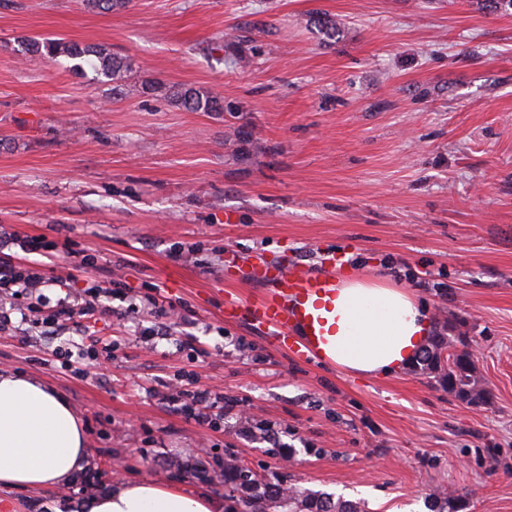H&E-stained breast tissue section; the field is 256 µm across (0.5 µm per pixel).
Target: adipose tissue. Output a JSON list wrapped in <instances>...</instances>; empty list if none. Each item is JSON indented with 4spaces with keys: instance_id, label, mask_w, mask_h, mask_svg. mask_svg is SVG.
Listing matches in <instances>:
<instances>
[{
    "instance_id": "1",
    "label": "adipose tissue",
    "mask_w": 512,
    "mask_h": 512,
    "mask_svg": "<svg viewBox=\"0 0 512 512\" xmlns=\"http://www.w3.org/2000/svg\"><path fill=\"white\" fill-rule=\"evenodd\" d=\"M431 328L426 308L407 291L364 279L336 295L333 364L387 377L409 365ZM86 434L68 402L42 381L0 370V487L47 489L83 470ZM215 500L154 481L126 482L94 497L89 512H220Z\"/></svg>"
}]
</instances>
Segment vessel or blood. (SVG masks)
I'll return each mask as SVG.
<instances>
[{"label":"vessel or blood","mask_w":512,"mask_h":512,"mask_svg":"<svg viewBox=\"0 0 512 512\" xmlns=\"http://www.w3.org/2000/svg\"><path fill=\"white\" fill-rule=\"evenodd\" d=\"M262 295L234 302L232 315L266 329L269 339L292 357L326 364L328 338L336 333V277L302 264L253 270Z\"/></svg>","instance_id":"b4317fda"}]
</instances>
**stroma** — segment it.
Instances as JSON below:
<instances>
[{
  "label": "stroma",
  "mask_w": 512,
  "mask_h": 512,
  "mask_svg": "<svg viewBox=\"0 0 512 512\" xmlns=\"http://www.w3.org/2000/svg\"><path fill=\"white\" fill-rule=\"evenodd\" d=\"M35 37L125 57L121 94L23 54ZM153 83L234 109L190 112ZM1 224L54 244L50 300L91 281L112 295L84 335L6 309L0 369L60 392L88 454L62 486L0 488V512H83L88 481L220 499L228 458L370 512H427L435 488L469 491L467 512H512V14L485 0H0ZM296 260L406 289L432 323L465 319L491 404L409 367L297 360L226 318L228 300L264 290L251 266ZM159 300L177 310L170 334L142 342ZM99 340L112 358L89 375L53 356ZM186 371L223 397L218 429L170 402Z\"/></svg>",
  "instance_id": "stroma-1"
}]
</instances>
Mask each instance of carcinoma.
I'll list each match as a JSON object with an SVG mask.
<instances>
[{
	"instance_id": "cac0c4a2",
	"label": "carcinoma",
	"mask_w": 512,
	"mask_h": 512,
	"mask_svg": "<svg viewBox=\"0 0 512 512\" xmlns=\"http://www.w3.org/2000/svg\"><path fill=\"white\" fill-rule=\"evenodd\" d=\"M23 51L50 58L64 56L73 61L71 71L76 75L84 74V65L89 64L99 82H117L129 68L124 58L101 45L82 46L51 38L30 39L24 44ZM165 94L190 112L224 111V100L191 86L172 85ZM454 330L452 324L440 327L430 346L416 360L415 372L434 375L440 386L469 404L486 405L492 393L489 388L478 385L473 354L462 349L442 357V353L454 344L466 345V337L451 335ZM224 486L228 488L226 512H264V506L268 504L274 505L277 512H366L357 501L309 492L294 484L272 486L233 459L224 461ZM424 501L429 512H465L468 507L466 493L461 490H433L424 494Z\"/></svg>"
}]
</instances>
